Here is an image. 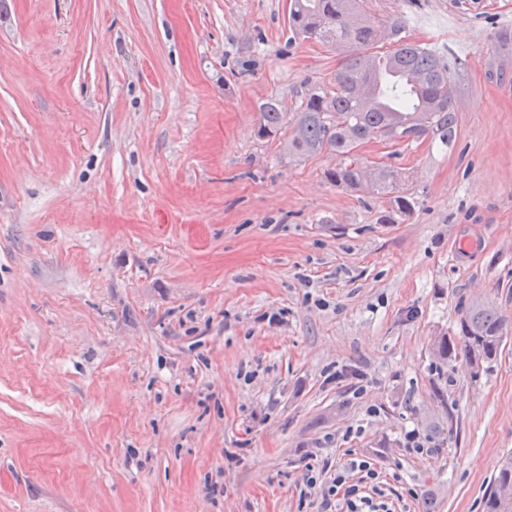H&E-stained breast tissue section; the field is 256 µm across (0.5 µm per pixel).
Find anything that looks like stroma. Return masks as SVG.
<instances>
[{
    "mask_svg": "<svg viewBox=\"0 0 512 512\" xmlns=\"http://www.w3.org/2000/svg\"><path fill=\"white\" fill-rule=\"evenodd\" d=\"M363 5L451 67L452 145L358 149L407 214L257 137L341 59L290 0H0V512H316L307 465L355 457L395 512H482L512 330L476 381L432 344L512 316V0ZM285 127L288 121L278 100L271 98L259 105L257 133L260 138L276 137ZM372 192L388 199L393 210L407 213L411 210V202L407 196L392 195L396 193L398 174L391 166H376L371 169Z\"/></svg>",
    "mask_w": 512,
    "mask_h": 512,
    "instance_id": "obj_1",
    "label": "stroma"
}]
</instances>
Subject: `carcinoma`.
Returning <instances> with one entry per match:
<instances>
[{
  "label": "carcinoma",
  "instance_id": "carcinoma-1",
  "mask_svg": "<svg viewBox=\"0 0 512 512\" xmlns=\"http://www.w3.org/2000/svg\"><path fill=\"white\" fill-rule=\"evenodd\" d=\"M289 25L305 39L348 45L352 52L336 70L334 88L310 93L293 121H287L276 99L259 105V137H275L289 128L285 141L288 160L300 162L323 149L334 151L346 162L327 171V180L356 189L367 169L356 149L367 141L430 137L444 146L455 141L457 117L450 66L431 49L402 36L400 23L390 25L393 49L381 59L401 73L382 83L374 98L357 93L352 72L361 52L377 44L379 26L367 16L362 0H292ZM371 174L374 194L388 199L397 212L411 210L409 198L395 194L398 174L392 167L376 166ZM508 323L509 317L495 305L478 301L465 305L454 335L438 336L433 343L438 374H443L449 363L458 362L467 368L471 379H479L497 359ZM482 512H512V456L500 464Z\"/></svg>",
  "mask_w": 512,
  "mask_h": 512
}]
</instances>
